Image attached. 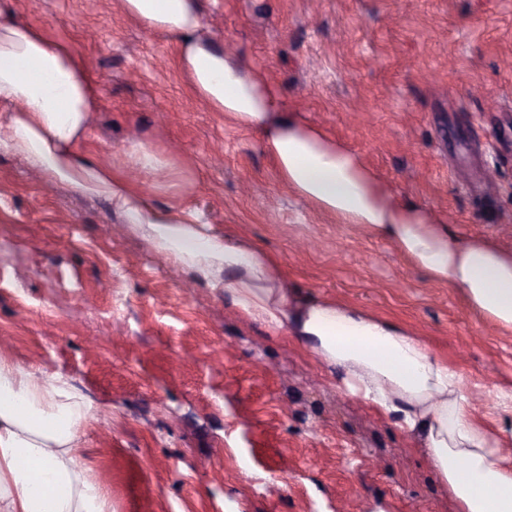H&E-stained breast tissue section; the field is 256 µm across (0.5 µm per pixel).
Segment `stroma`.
Returning a JSON list of instances; mask_svg holds the SVG:
<instances>
[{"label": "stroma", "instance_id": "1", "mask_svg": "<svg viewBox=\"0 0 512 512\" xmlns=\"http://www.w3.org/2000/svg\"><path fill=\"white\" fill-rule=\"evenodd\" d=\"M214 39L384 188L512 251V0H199ZM86 63L76 147L155 206L241 233L289 287L397 321L448 359L512 452V328L394 245L280 181L249 130L185 82L178 43L121 0H0ZM139 142L163 162L136 168ZM0 357L64 375L97 419L81 461L108 512H457L414 439L222 288L186 286L110 201L0 147Z\"/></svg>", "mask_w": 512, "mask_h": 512}]
</instances>
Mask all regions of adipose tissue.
<instances>
[{
  "label": "adipose tissue",
  "instance_id": "adipose-tissue-1",
  "mask_svg": "<svg viewBox=\"0 0 512 512\" xmlns=\"http://www.w3.org/2000/svg\"><path fill=\"white\" fill-rule=\"evenodd\" d=\"M144 28L177 38L184 75L213 111L255 133L280 180L316 208L391 241L432 279L512 327V251L463 239L432 212L386 192L351 150L295 112L255 68L216 44L198 0H123ZM0 146L52 182L108 199L188 280L223 287L243 318L289 333L344 390L394 419L448 487L458 512H512V456L481 426L457 370L404 325L288 288L279 263L248 238L209 233L192 212L154 207L77 151L97 106L86 66L27 24L0 22ZM95 413L65 376L0 358V512H108L107 489L80 462Z\"/></svg>",
  "mask_w": 512,
  "mask_h": 512
}]
</instances>
